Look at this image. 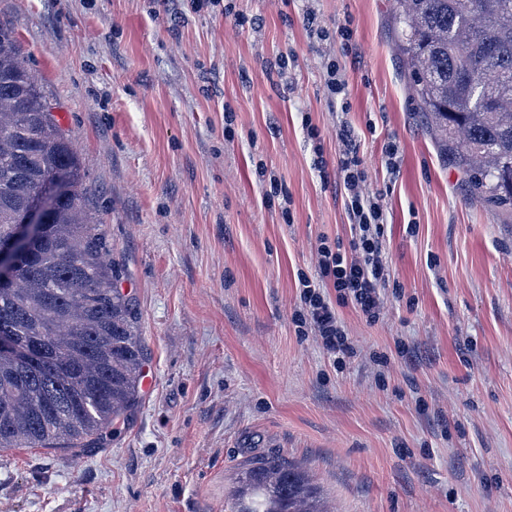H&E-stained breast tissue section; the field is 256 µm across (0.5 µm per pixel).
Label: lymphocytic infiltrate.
<instances>
[{
	"instance_id": "lymphocytic-infiltrate-1",
	"label": "lymphocytic infiltrate",
	"mask_w": 512,
	"mask_h": 512,
	"mask_svg": "<svg viewBox=\"0 0 512 512\" xmlns=\"http://www.w3.org/2000/svg\"><path fill=\"white\" fill-rule=\"evenodd\" d=\"M336 138L342 146L336 163L345 190L344 205L352 236L348 244L321 238L318 247V275L301 276V307L294 316L297 327L313 328L323 347L337 363L355 353L336 310L352 305L368 322L378 321L382 290L387 280L385 261L386 215L378 196L369 191L368 171L359 155L354 129L340 125ZM333 286L335 297H327L326 286Z\"/></svg>"
}]
</instances>
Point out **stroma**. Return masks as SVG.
I'll return each instance as SVG.
<instances>
[{"label":"stroma","instance_id":"35a3bbf8","mask_svg":"<svg viewBox=\"0 0 512 512\" xmlns=\"http://www.w3.org/2000/svg\"><path fill=\"white\" fill-rule=\"evenodd\" d=\"M234 3L254 25L194 0H0L79 154L153 377L102 445L0 449V512H228L260 455L305 467L330 512H512V214L473 199L420 128L394 0ZM343 120L386 213L389 283L376 323L339 306L356 348L339 367L292 316L321 238L351 237ZM324 81L330 98L334 103L341 102V110L346 111L348 102V82L336 63H329L326 66Z\"/></svg>","mask_w":512,"mask_h":512}]
</instances>
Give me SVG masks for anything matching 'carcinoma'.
<instances>
[{
    "label": "carcinoma",
    "instance_id": "obj_1",
    "mask_svg": "<svg viewBox=\"0 0 512 512\" xmlns=\"http://www.w3.org/2000/svg\"><path fill=\"white\" fill-rule=\"evenodd\" d=\"M400 41L441 150L472 197L512 212V0H398ZM62 189L12 282L0 287V448H92L139 401L146 360L133 298L92 217L81 164L0 22V242L45 181ZM229 512H323L295 463L242 468Z\"/></svg>",
    "mask_w": 512,
    "mask_h": 512
}]
</instances>
